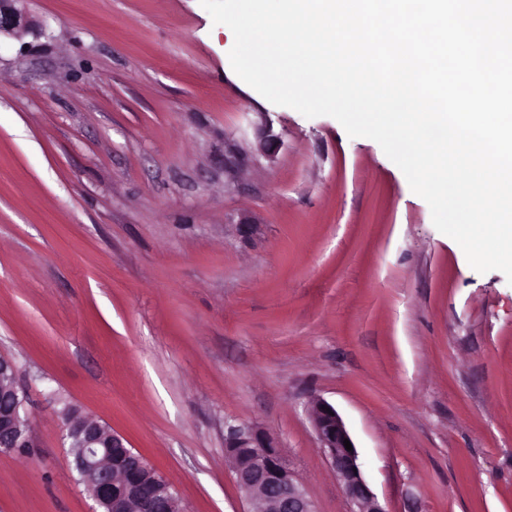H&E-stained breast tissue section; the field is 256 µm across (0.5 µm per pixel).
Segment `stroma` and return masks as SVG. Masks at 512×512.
Listing matches in <instances>:
<instances>
[{
    "label": "stroma",
    "instance_id": "stroma-1",
    "mask_svg": "<svg viewBox=\"0 0 512 512\" xmlns=\"http://www.w3.org/2000/svg\"><path fill=\"white\" fill-rule=\"evenodd\" d=\"M30 11L47 35L0 40V355L38 446L0 453V512H90L64 400L187 512H249L236 424L276 439L317 512H349L317 397L385 512H512V284L380 145L246 84L200 0Z\"/></svg>",
    "mask_w": 512,
    "mask_h": 512
}]
</instances>
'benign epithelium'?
Listing matches in <instances>:
<instances>
[{"label":"benign epithelium","instance_id":"obj_1","mask_svg":"<svg viewBox=\"0 0 512 512\" xmlns=\"http://www.w3.org/2000/svg\"><path fill=\"white\" fill-rule=\"evenodd\" d=\"M28 0H0V36L21 38L42 34L27 9ZM27 396L17 384L15 362L0 355V448L25 453L35 447V431L26 409ZM311 417L321 448L327 453L337 478L353 505L351 512H386L365 481L357 447L343 444L351 435L336 408L322 398L314 400ZM70 446L71 468L78 475L95 507L92 512H186L179 496L171 492L156 469L126 447L122 436L105 422L72 408L62 429ZM119 448L123 462L113 466L108 449ZM247 450L241 463L233 449ZM224 452L231 462L239 488L251 512H315L312 500L275 443L249 426H230Z\"/></svg>","mask_w":512,"mask_h":512}]
</instances>
